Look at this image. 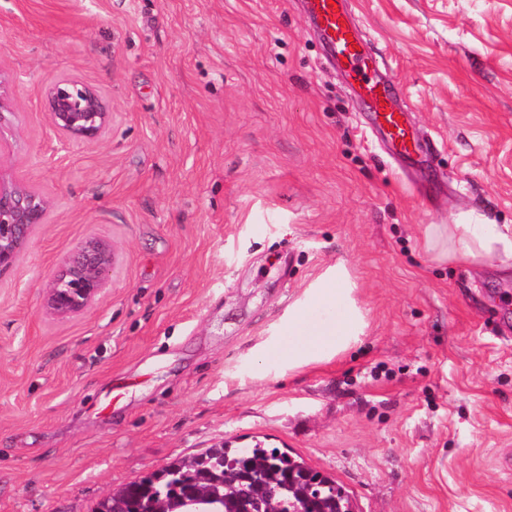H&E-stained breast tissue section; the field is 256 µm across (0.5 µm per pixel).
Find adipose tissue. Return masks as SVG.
Segmentation results:
<instances>
[{
  "instance_id": "adipose-tissue-1",
  "label": "adipose tissue",
  "mask_w": 512,
  "mask_h": 512,
  "mask_svg": "<svg viewBox=\"0 0 512 512\" xmlns=\"http://www.w3.org/2000/svg\"><path fill=\"white\" fill-rule=\"evenodd\" d=\"M424 244L427 251L438 259L496 257L505 263L512 262V233L503 232L495 224H431L424 231ZM315 302L320 306L338 308L339 316L321 336L289 350L288 360L296 367L340 354L356 335L359 316L348 305L345 282H326L318 289Z\"/></svg>"
}]
</instances>
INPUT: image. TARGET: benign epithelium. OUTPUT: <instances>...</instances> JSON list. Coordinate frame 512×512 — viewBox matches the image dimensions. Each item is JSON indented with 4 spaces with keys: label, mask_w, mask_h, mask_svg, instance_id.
<instances>
[{
    "label": "benign epithelium",
    "mask_w": 512,
    "mask_h": 512,
    "mask_svg": "<svg viewBox=\"0 0 512 512\" xmlns=\"http://www.w3.org/2000/svg\"><path fill=\"white\" fill-rule=\"evenodd\" d=\"M51 129L69 143L99 140L112 123V109L96 88L79 80L59 77L46 89ZM13 91L0 78V272L16 263L34 229L46 223L49 200L20 184L5 170V133L15 126ZM119 262L115 246L102 238L87 237L67 252L41 289L43 308L66 319L87 312L105 293L110 273Z\"/></svg>",
    "instance_id": "7a95c632"
}]
</instances>
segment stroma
Wrapping results in <instances>:
<instances>
[{"label":"stroma","mask_w":512,"mask_h":512,"mask_svg":"<svg viewBox=\"0 0 512 512\" xmlns=\"http://www.w3.org/2000/svg\"><path fill=\"white\" fill-rule=\"evenodd\" d=\"M423 146L372 130L302 0H0L11 174L51 202L0 272V512H93L232 442L300 455L356 512H512V274L435 262L429 224L512 226V0H347ZM104 94L92 143L44 90ZM121 262L88 312L40 290L80 240ZM343 274L344 352L288 365ZM45 97L51 129L69 143L95 142L112 123V109L105 97L79 80L54 79Z\"/></svg>","instance_id":"35a3bbf8"}]
</instances>
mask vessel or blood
Segmentation results:
<instances>
[{"label": "vessel or blood", "instance_id": "b4317fda", "mask_svg": "<svg viewBox=\"0 0 512 512\" xmlns=\"http://www.w3.org/2000/svg\"><path fill=\"white\" fill-rule=\"evenodd\" d=\"M306 11L337 61L358 84L378 130L400 154L412 157L417 147L411 142L405 114L392 87L381 79L376 57L367 54L368 35L352 21L345 0H306Z\"/></svg>", "mask_w": 512, "mask_h": 512}]
</instances>
